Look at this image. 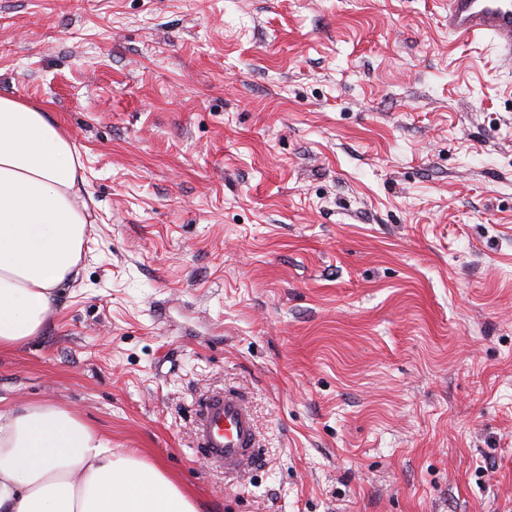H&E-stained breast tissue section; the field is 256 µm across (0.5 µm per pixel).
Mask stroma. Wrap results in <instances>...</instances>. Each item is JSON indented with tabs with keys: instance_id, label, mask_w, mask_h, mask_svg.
I'll list each match as a JSON object with an SVG mask.
<instances>
[{
	"instance_id": "stroma-1",
	"label": "stroma",
	"mask_w": 512,
	"mask_h": 512,
	"mask_svg": "<svg viewBox=\"0 0 512 512\" xmlns=\"http://www.w3.org/2000/svg\"><path fill=\"white\" fill-rule=\"evenodd\" d=\"M0 95L72 135L96 219L0 409L200 512H512V58L446 0H0ZM224 390L248 475L196 449ZM194 431L200 449L225 474L255 468L256 428L240 395L228 392L209 397L201 406Z\"/></svg>"
}]
</instances>
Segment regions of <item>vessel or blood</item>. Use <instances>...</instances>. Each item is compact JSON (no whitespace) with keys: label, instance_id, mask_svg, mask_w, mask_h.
Segmentation results:
<instances>
[{"label":"vessel or blood","instance_id":"1","mask_svg":"<svg viewBox=\"0 0 512 512\" xmlns=\"http://www.w3.org/2000/svg\"><path fill=\"white\" fill-rule=\"evenodd\" d=\"M448 30L471 40L492 36L512 52V0H448ZM195 435L200 449L225 473L255 468L256 428L240 395L228 392L209 397L200 409Z\"/></svg>","mask_w":512,"mask_h":512}]
</instances>
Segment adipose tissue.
Returning <instances> with one entry per match:
<instances>
[{
  "mask_svg": "<svg viewBox=\"0 0 512 512\" xmlns=\"http://www.w3.org/2000/svg\"><path fill=\"white\" fill-rule=\"evenodd\" d=\"M84 165L37 103L0 95V349L44 332L87 243ZM0 512H199L160 466L51 403L0 411Z\"/></svg>",
  "mask_w": 512,
  "mask_h": 512,
  "instance_id": "adipose-tissue-1",
  "label": "adipose tissue"
}]
</instances>
